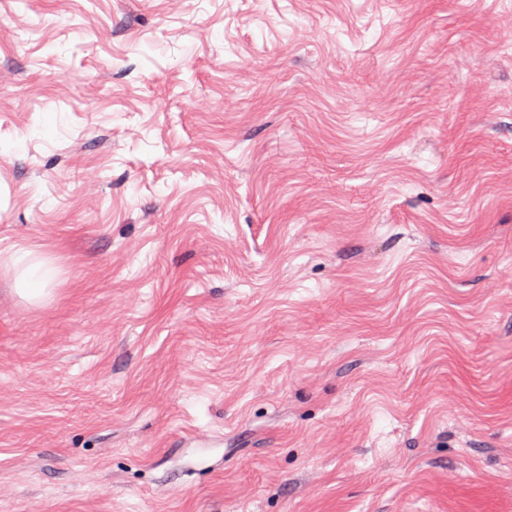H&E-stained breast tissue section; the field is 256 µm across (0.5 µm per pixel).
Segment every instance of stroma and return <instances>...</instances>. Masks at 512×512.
Instances as JSON below:
<instances>
[{"label":"stroma","instance_id":"stroma-1","mask_svg":"<svg viewBox=\"0 0 512 512\" xmlns=\"http://www.w3.org/2000/svg\"><path fill=\"white\" fill-rule=\"evenodd\" d=\"M508 21L0 0V512H512ZM29 252H19L14 256V264L21 267L20 281L25 287L27 293L38 288H28L35 283H46L54 273L53 268L43 261H35L30 259Z\"/></svg>","mask_w":512,"mask_h":512}]
</instances>
